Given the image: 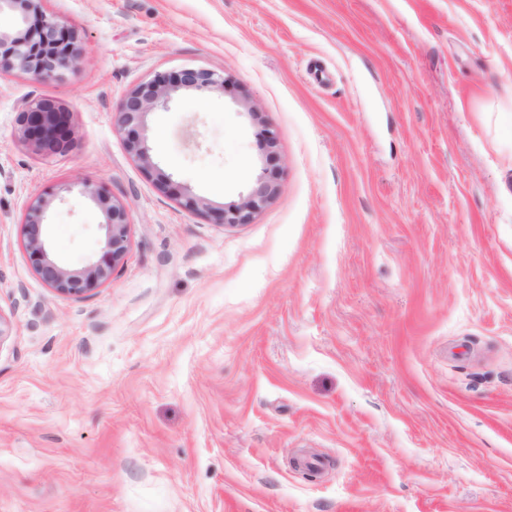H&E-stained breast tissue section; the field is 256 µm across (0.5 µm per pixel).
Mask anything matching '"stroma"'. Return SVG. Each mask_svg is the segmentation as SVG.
I'll return each mask as SVG.
<instances>
[{"label":"stroma","mask_w":512,"mask_h":512,"mask_svg":"<svg viewBox=\"0 0 512 512\" xmlns=\"http://www.w3.org/2000/svg\"><path fill=\"white\" fill-rule=\"evenodd\" d=\"M60 77L0 75V512H512V0H43ZM233 77L279 192L224 226L157 190L115 127L160 72ZM70 114L46 157L27 104ZM157 166L220 206L259 172L232 94L149 114ZM112 281L53 294L55 256ZM18 132L37 152L51 156L71 141L69 112L48 100H36L19 112ZM88 192L105 214V243L101 253L80 269H70L52 255L45 220L54 192L36 197L28 205L22 222L28 263L42 283L62 297L81 299L110 283L128 251L131 223L126 208L102 191Z\"/></svg>","instance_id":"1"}]
</instances>
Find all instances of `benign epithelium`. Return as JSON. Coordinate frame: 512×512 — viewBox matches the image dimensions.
<instances>
[{
  "instance_id": "obj_1",
  "label": "benign epithelium",
  "mask_w": 512,
  "mask_h": 512,
  "mask_svg": "<svg viewBox=\"0 0 512 512\" xmlns=\"http://www.w3.org/2000/svg\"><path fill=\"white\" fill-rule=\"evenodd\" d=\"M13 17V25L0 28V73L19 69L38 80H48L74 67L79 61L77 34L63 20L47 15L40 0H0V15ZM238 90L229 76L201 68H183L156 74L153 79L130 90L117 113L116 129L128 154L151 178L159 191L180 200L189 210L204 208L218 224H249L277 195V140L258 106L241 96L246 114L258 127L257 137L264 164L247 194L221 208L195 196L161 171L148 145L146 117L165 110L180 90ZM18 132L23 141L45 156L66 149L71 141L69 112L48 100H36L19 112ZM90 195L103 210L106 222L101 253L80 269H70L54 258L47 234L46 214L55 193L36 197L27 207L22 222L26 258L42 283L55 294L81 299L112 281V275L128 251L130 219L126 208L99 190Z\"/></svg>"
}]
</instances>
